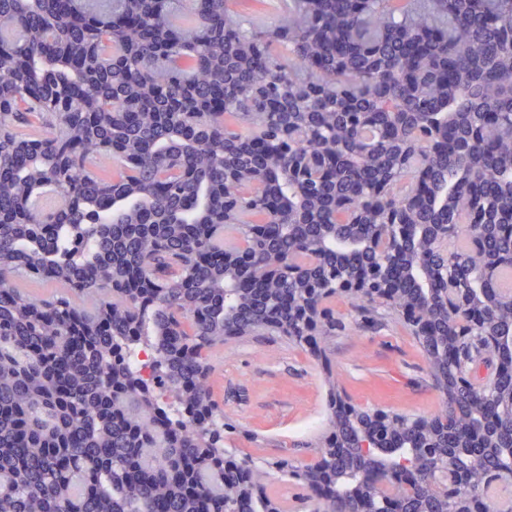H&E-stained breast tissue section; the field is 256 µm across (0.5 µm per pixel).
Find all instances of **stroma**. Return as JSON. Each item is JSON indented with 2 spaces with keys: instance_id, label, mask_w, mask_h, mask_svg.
<instances>
[{
  "instance_id": "stroma-1",
  "label": "stroma",
  "mask_w": 512,
  "mask_h": 512,
  "mask_svg": "<svg viewBox=\"0 0 512 512\" xmlns=\"http://www.w3.org/2000/svg\"><path fill=\"white\" fill-rule=\"evenodd\" d=\"M332 308L344 326L327 343L331 370H324L310 352L279 339L238 340L213 354L214 391L225 412L270 441L259 448L238 437L225 441V448L267 458L283 441L298 449L300 460L310 462L314 451L309 443L325 422L330 375L361 407L419 416L440 409L429 366L398 317L363 327L348 301L333 300Z\"/></svg>"
}]
</instances>
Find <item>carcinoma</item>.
I'll list each match as a JSON object with an SVG mask.
<instances>
[{"label":"carcinoma","instance_id":"carcinoma-1","mask_svg":"<svg viewBox=\"0 0 512 512\" xmlns=\"http://www.w3.org/2000/svg\"><path fill=\"white\" fill-rule=\"evenodd\" d=\"M234 0H0V512H225L224 486L258 464L277 477L261 504L288 512L274 487L304 490L307 512H356L341 483L313 491L308 470L349 479L373 468L353 422L328 418L304 464L284 442L269 462L224 448L244 430L215 398L213 349L235 328L298 347L293 316L256 294L224 290V250L249 247L255 263L308 246L337 207L355 217L342 234L383 222L448 225V275L468 287L472 243L489 264L512 266V0H283L281 17L255 24ZM145 26L112 31L114 14ZM452 114L448 151L420 148L423 119ZM336 129L335 175L313 181L316 210L294 211L297 181L271 173L239 198L241 224L224 223V170L263 163L251 143L285 147L288 163L322 148ZM187 155L189 175L158 177L139 149ZM427 166L435 195L466 178L448 207L414 205ZM128 198L114 207L113 194ZM276 217L288 233L254 234ZM55 283L35 297L18 279ZM368 320L389 309L356 297ZM497 322L470 326L449 358L437 338H416L442 409L435 439L460 444L475 402L498 407L512 393V354L494 355ZM155 354L153 375L190 417L173 415L166 391L143 390L129 355ZM498 441L512 420L496 415ZM417 437L409 416L392 434ZM443 449L402 456L415 477L404 512H455L425 494ZM472 512H489L482 486Z\"/></svg>","mask_w":512,"mask_h":512}]
</instances>
